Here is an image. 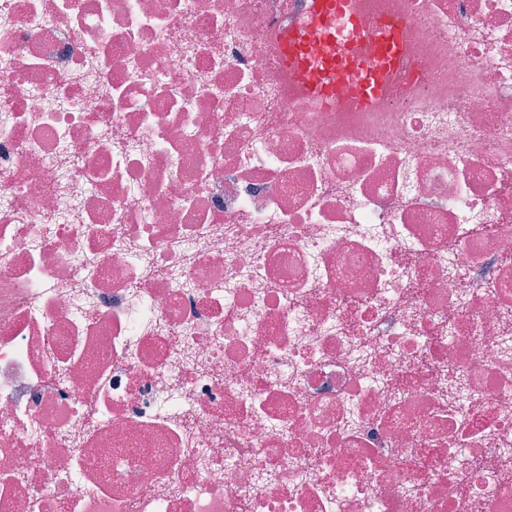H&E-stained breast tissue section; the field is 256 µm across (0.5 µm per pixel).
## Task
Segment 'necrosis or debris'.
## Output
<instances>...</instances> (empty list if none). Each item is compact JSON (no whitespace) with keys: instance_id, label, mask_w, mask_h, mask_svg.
<instances>
[{"instance_id":"necrosis-or-debris-1","label":"necrosis or debris","mask_w":512,"mask_h":512,"mask_svg":"<svg viewBox=\"0 0 512 512\" xmlns=\"http://www.w3.org/2000/svg\"><path fill=\"white\" fill-rule=\"evenodd\" d=\"M0 0V512H512V0ZM312 17L311 27L324 31L329 37L366 35L357 22L356 0H308ZM399 29L397 17L381 18L372 32L379 42V56L374 61L348 62L334 56L312 64L306 50V30L279 33V54L290 81L303 98L330 107L354 100L368 108L381 97L386 74L400 64L404 48ZM350 65L357 72L356 78L345 75Z\"/></svg>"}]
</instances>
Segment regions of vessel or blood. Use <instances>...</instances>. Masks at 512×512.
<instances>
[{
    "label": "vessel or blood",
    "instance_id": "vessel-or-blood-1",
    "mask_svg": "<svg viewBox=\"0 0 512 512\" xmlns=\"http://www.w3.org/2000/svg\"><path fill=\"white\" fill-rule=\"evenodd\" d=\"M312 28L331 38L358 37L357 0H308ZM400 21L386 15L372 35L379 42V56L373 61L353 63L328 57L320 62L308 60L306 31L286 30L279 35V54L290 81L303 98L324 106L354 100L370 107L384 90L385 76L396 69L404 48L399 40Z\"/></svg>",
    "mask_w": 512,
    "mask_h": 512
}]
</instances>
